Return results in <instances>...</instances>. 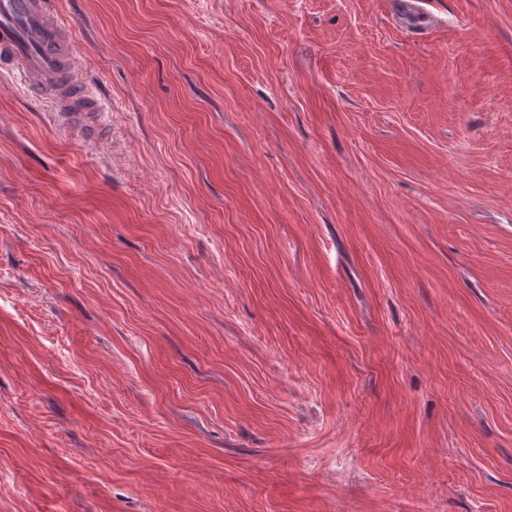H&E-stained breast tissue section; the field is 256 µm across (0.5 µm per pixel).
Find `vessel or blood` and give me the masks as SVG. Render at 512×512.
<instances>
[{
    "mask_svg": "<svg viewBox=\"0 0 512 512\" xmlns=\"http://www.w3.org/2000/svg\"><path fill=\"white\" fill-rule=\"evenodd\" d=\"M0 72L19 74L33 95L52 101L60 126L79 125L86 139L110 123L53 0H0Z\"/></svg>",
    "mask_w": 512,
    "mask_h": 512,
    "instance_id": "vessel-or-blood-1",
    "label": "vessel or blood"
}]
</instances>
